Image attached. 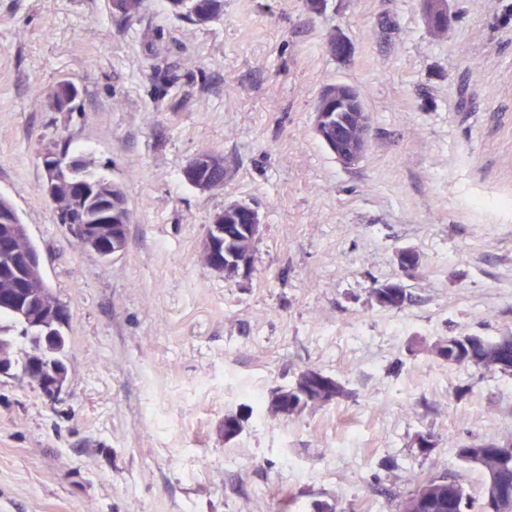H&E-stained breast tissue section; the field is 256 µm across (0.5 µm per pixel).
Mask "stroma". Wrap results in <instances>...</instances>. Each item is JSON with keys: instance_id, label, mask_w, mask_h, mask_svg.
I'll return each mask as SVG.
<instances>
[{"instance_id": "obj_1", "label": "stroma", "mask_w": 512, "mask_h": 512, "mask_svg": "<svg viewBox=\"0 0 512 512\" xmlns=\"http://www.w3.org/2000/svg\"><path fill=\"white\" fill-rule=\"evenodd\" d=\"M120 3L0 0V195L71 316L64 393L0 377V512H395L444 472L482 494L456 451L512 436V377L430 347L512 334V0H446L441 32L424 0H224L206 25ZM337 83L372 116L348 167L314 132ZM64 140L126 194L118 257L77 249L42 191ZM203 151L222 190L183 176ZM231 202L262 221L244 277L201 257ZM393 280L399 311L373 298ZM308 368L342 395L249 416Z\"/></svg>"}]
</instances>
